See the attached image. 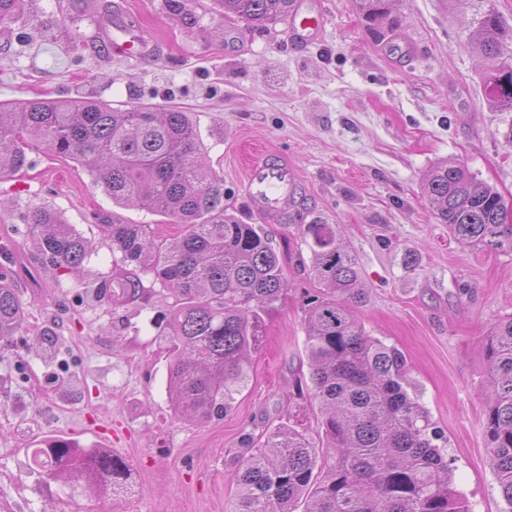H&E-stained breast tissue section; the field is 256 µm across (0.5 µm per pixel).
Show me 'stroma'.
<instances>
[{"label": "stroma", "instance_id": "1", "mask_svg": "<svg viewBox=\"0 0 512 512\" xmlns=\"http://www.w3.org/2000/svg\"><path fill=\"white\" fill-rule=\"evenodd\" d=\"M325 24L294 40L287 22L225 19L218 0H26L0 28V103L94 99L128 109L189 112L224 178V206L269 234L288 280L266 317L249 376L221 418L186 421L169 401V358L160 320L168 293L144 277L141 300L115 305L105 284L123 271L101 224L116 217L158 236L179 225L117 207L87 172L30 152L26 173L0 176V247L24 310L0 338V512H239L231 475L245 436L297 416L318 431L304 359L303 295L316 288L310 253L287 225L244 194L248 164L288 160L306 192L304 220L335 225L357 258L367 298L354 313L370 336L402 351L412 389L448 438L454 486L472 512H503L484 434L486 365L478 341L512 316V252L456 240L437 221L422 185L442 159L498 190L512 216V112L491 110L472 48L473 17L491 5L512 27V0H393L368 27L352 0H299ZM121 18L157 47L140 60L100 51L102 18ZM64 216L92 245L83 276L42 264L29 208ZM119 428L126 488L73 490L47 476L31 451L51 438L103 447L96 426Z\"/></svg>", "mask_w": 512, "mask_h": 512}]
</instances>
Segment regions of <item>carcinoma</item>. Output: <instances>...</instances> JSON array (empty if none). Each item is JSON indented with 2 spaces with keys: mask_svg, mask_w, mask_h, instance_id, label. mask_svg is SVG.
<instances>
[{
  "mask_svg": "<svg viewBox=\"0 0 512 512\" xmlns=\"http://www.w3.org/2000/svg\"><path fill=\"white\" fill-rule=\"evenodd\" d=\"M20 2L0 0V25L18 15ZM219 3L224 18L262 25L287 19L295 0ZM354 5L369 25L389 10V0ZM477 24L474 47L488 61L485 102L512 112V63L502 54L512 27L492 9ZM32 150L80 164L114 204L182 225L171 240L157 238L150 224L103 225L129 267L113 281L112 300L141 299L143 275L161 284L174 299L163 333L175 412L192 421L228 412L248 377L264 317L288 282L263 229L226 213L224 179L205 161L190 115L114 109L96 100L0 104V174L29 168ZM423 193L458 239L512 252L501 195L459 163H436ZM27 223L52 269L82 274L90 247L73 225L44 207L31 208ZM294 229L310 252V275L329 290L304 293V351L320 405L321 445L288 422L267 433L233 474L240 512H471L453 486L447 437L408 391L404 354L369 335L349 307L366 298L356 257L337 243L332 224L315 218ZM22 316L14 288L0 276V337L13 335ZM482 351L485 433L501 496L512 508V317L496 322ZM33 462L55 480L81 481L96 491L121 488L130 477L120 456L63 439L34 449Z\"/></svg>",
  "mask_w": 512,
  "mask_h": 512,
  "instance_id": "obj_1",
  "label": "carcinoma"
}]
</instances>
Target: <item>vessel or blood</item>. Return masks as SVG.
Masks as SVG:
<instances>
[{
  "instance_id": "b4317fda",
  "label": "vessel or blood",
  "mask_w": 512,
  "mask_h": 512,
  "mask_svg": "<svg viewBox=\"0 0 512 512\" xmlns=\"http://www.w3.org/2000/svg\"><path fill=\"white\" fill-rule=\"evenodd\" d=\"M323 24L321 11L296 12L290 19L289 32L295 37H306L319 31ZM152 48V42L140 35L112 43L115 54L128 58L144 57ZM244 190L251 203L262 209L273 221L287 223L297 195L295 171L285 159L273 162L267 157H260L246 171Z\"/></svg>"
}]
</instances>
